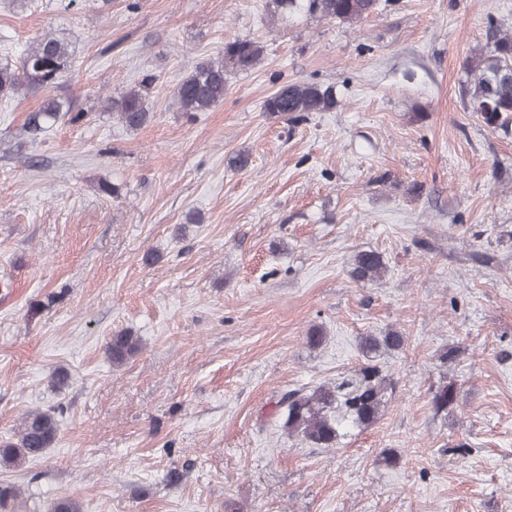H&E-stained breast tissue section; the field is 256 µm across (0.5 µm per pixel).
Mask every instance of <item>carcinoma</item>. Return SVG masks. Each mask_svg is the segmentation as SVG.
Wrapping results in <instances>:
<instances>
[{
    "mask_svg": "<svg viewBox=\"0 0 512 512\" xmlns=\"http://www.w3.org/2000/svg\"><path fill=\"white\" fill-rule=\"evenodd\" d=\"M394 0H276L282 13L292 18L310 15L329 21L357 23L371 13L387 9ZM485 37L490 51L466 63L468 79L463 88L464 107L493 127L512 124V33L487 18ZM264 43L251 38L234 37L224 42L216 59H206L183 75L174 87L181 111L191 115L206 112L224 101L228 75L247 72L264 58ZM68 43L45 32L35 37L22 54L20 64H0V100L11 99L24 91L53 89L61 83L69 67ZM155 77L141 80L117 96L104 100L103 111L128 130H138L152 119L150 99ZM336 107V92L316 82L292 83L271 94L263 111L290 122L304 121L312 112ZM90 121L86 112H75L64 101L49 95L38 109L28 114L26 127L32 135L57 123L76 125ZM387 271L383 257L373 250L357 252L352 259L351 275L357 281H379ZM405 338L391 330L383 336H363L359 349L364 361L350 378L339 383H324L310 389L293 390L283 399L284 430L297 434L318 448H335L352 431L374 424L391 395V382L383 373L380 356L404 348ZM140 349L139 338L126 331L112 335L106 346L115 365L125 363ZM457 397L453 381L436 389L433 409L446 412ZM58 423L49 411H29L13 434L0 437V465L18 466L39 459L57 437ZM19 490L0 485V512H12Z\"/></svg>",
    "mask_w": 512,
    "mask_h": 512,
    "instance_id": "obj_1",
    "label": "carcinoma"
}]
</instances>
